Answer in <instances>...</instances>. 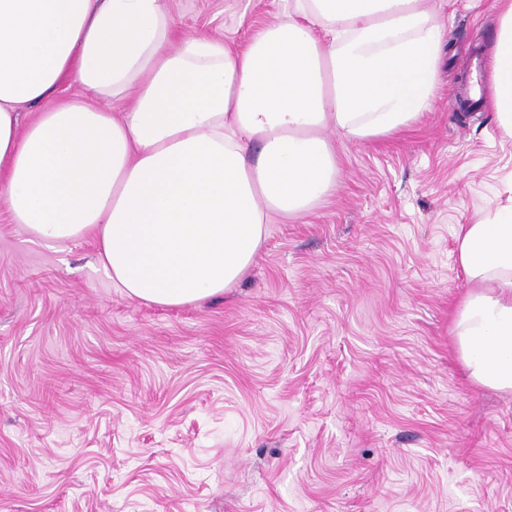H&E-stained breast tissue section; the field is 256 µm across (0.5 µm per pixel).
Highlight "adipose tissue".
<instances>
[{
  "mask_svg": "<svg viewBox=\"0 0 512 512\" xmlns=\"http://www.w3.org/2000/svg\"><path fill=\"white\" fill-rule=\"evenodd\" d=\"M497 9L490 108L512 137V0ZM444 39L423 0H289L238 51L177 38L167 0H0V200L42 242L95 238L128 298L223 295L271 215L335 190L332 135L387 136L432 107ZM68 81L82 96L58 100ZM457 242L472 284L457 353L474 383L512 393V200Z\"/></svg>",
  "mask_w": 512,
  "mask_h": 512,
  "instance_id": "adipose-tissue-1",
  "label": "adipose tissue"
}]
</instances>
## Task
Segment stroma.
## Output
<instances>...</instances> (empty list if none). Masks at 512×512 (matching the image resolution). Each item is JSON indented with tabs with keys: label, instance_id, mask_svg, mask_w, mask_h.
Returning <instances> with one entry per match:
<instances>
[{
	"label": "stroma",
	"instance_id": "35a3bbf8",
	"mask_svg": "<svg viewBox=\"0 0 512 512\" xmlns=\"http://www.w3.org/2000/svg\"><path fill=\"white\" fill-rule=\"evenodd\" d=\"M434 106L334 137L336 188L271 216L250 273L179 307L125 297L94 238L47 246L0 206V512H512V394L452 325L459 225L505 202L487 98L496 0H427ZM177 37L243 48L286 0H168Z\"/></svg>",
	"mask_w": 512,
	"mask_h": 512
}]
</instances>
